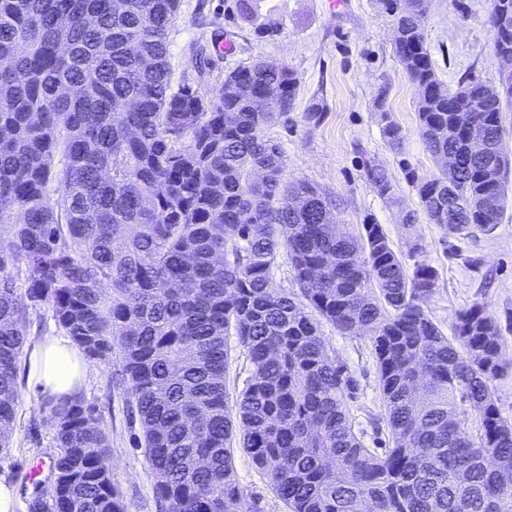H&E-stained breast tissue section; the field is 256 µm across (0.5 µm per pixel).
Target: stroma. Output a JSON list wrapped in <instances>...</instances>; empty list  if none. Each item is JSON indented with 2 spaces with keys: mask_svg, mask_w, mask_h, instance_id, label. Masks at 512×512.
I'll use <instances>...</instances> for the list:
<instances>
[{
  "mask_svg": "<svg viewBox=\"0 0 512 512\" xmlns=\"http://www.w3.org/2000/svg\"><path fill=\"white\" fill-rule=\"evenodd\" d=\"M232 4L181 0L180 18L169 34L174 83L189 84L210 98L221 89L225 72L243 62L264 57L292 68L300 80L295 108L286 121L266 131L284 153L288 179L318 186L331 198L335 219L349 230L368 218L382 225L395 249L405 250L407 240H417L424 259L438 272L428 307L444 333H451L459 310L484 305L504 329L503 357L512 363V203L489 235L449 238L427 221L410 230L401 222L402 211L417 206L411 174H431L435 164L417 134V89L394 52L392 18L378 10L375 0H342L333 11L324 0H260L261 13L282 23L280 34L269 40L243 22ZM488 7V0H430L425 34L444 85L457 86L465 77L498 81L500 63L491 49ZM228 42L233 52H225ZM317 101L324 111L313 124L304 114ZM384 111L406 135L402 152L391 150L383 138ZM370 164L387 170L397 204L386 202L370 186L365 175ZM324 337L357 379L354 416L383 417L367 339L342 336L330 327ZM115 370V363L91 362L80 395L110 436L112 478L128 512H159L152 470L133 440L124 391L111 382ZM56 452L51 406L20 390L11 446L0 453V479L16 490V512H29L33 498L49 499ZM235 473L256 512H283L267 478L248 456L236 454Z\"/></svg>",
  "mask_w": 512,
  "mask_h": 512,
  "instance_id": "35a3bbf8",
  "label": "stroma"
}]
</instances>
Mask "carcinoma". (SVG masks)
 <instances>
[{
    "mask_svg": "<svg viewBox=\"0 0 512 512\" xmlns=\"http://www.w3.org/2000/svg\"><path fill=\"white\" fill-rule=\"evenodd\" d=\"M235 0L264 37L281 22ZM489 0L492 49L512 56V16ZM419 90L418 135L453 174H411L419 209L446 235L493 233L512 158L501 112L512 92L471 78L442 88L425 37L428 0H377ZM181 0H0V451L18 401L22 320L45 305L89 360L117 351L115 384L139 425L161 512H253L235 452L269 479L286 512H512V423L491 382L512 368L501 328L479 305L453 338L428 303L438 272L397 252L379 224L358 233L330 201L290 182L266 130L295 105L299 78L258 57L224 74L215 98L172 84L169 33ZM136 103L118 119L113 106ZM382 135L403 149L382 113ZM479 139L484 151L475 152ZM262 181L255 180L257 173ZM367 181L391 203L384 168ZM295 206H278L283 198ZM294 288L274 295L278 259ZM414 263H408L409 259ZM366 337L385 408L370 448L351 412L355 378L321 324ZM251 375L226 386L227 337ZM474 411L476 432L466 409ZM52 502L30 512H126L106 465L109 435L81 398L53 409Z\"/></svg>",
    "mask_w": 512,
    "mask_h": 512,
    "instance_id": "cac0c4a2",
    "label": "carcinoma"
}]
</instances>
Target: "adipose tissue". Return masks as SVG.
Instances as JSON below:
<instances>
[{
    "label": "adipose tissue",
    "instance_id": "1",
    "mask_svg": "<svg viewBox=\"0 0 512 512\" xmlns=\"http://www.w3.org/2000/svg\"><path fill=\"white\" fill-rule=\"evenodd\" d=\"M88 370L87 361L69 336L51 335L29 350L24 378L31 394L54 405L77 393Z\"/></svg>",
    "mask_w": 512,
    "mask_h": 512
}]
</instances>
